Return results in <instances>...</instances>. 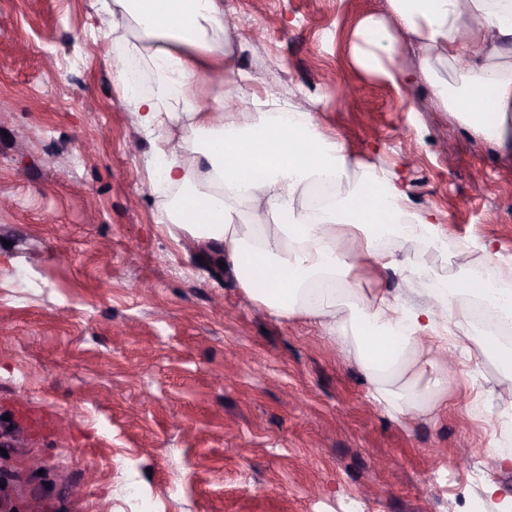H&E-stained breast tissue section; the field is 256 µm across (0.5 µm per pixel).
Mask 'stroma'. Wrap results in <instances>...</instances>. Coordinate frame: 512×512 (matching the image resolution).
Listing matches in <instances>:
<instances>
[{
	"mask_svg": "<svg viewBox=\"0 0 512 512\" xmlns=\"http://www.w3.org/2000/svg\"><path fill=\"white\" fill-rule=\"evenodd\" d=\"M256 92L314 97L323 127L401 172L449 245L512 261V157L426 81L358 69L385 0H228ZM91 0H0V499L10 512H484L512 501L469 411L495 367L455 356L430 415L399 423L307 319H278L215 250L160 224L150 145L117 105ZM353 96H336L338 84ZM70 177L56 175L59 159ZM43 461L42 470L30 466ZM495 493H487V485Z\"/></svg>",
	"mask_w": 512,
	"mask_h": 512,
	"instance_id": "stroma-1",
	"label": "stroma"
}]
</instances>
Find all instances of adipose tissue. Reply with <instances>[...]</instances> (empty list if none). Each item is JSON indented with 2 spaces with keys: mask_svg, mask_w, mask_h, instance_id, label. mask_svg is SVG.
I'll return each mask as SVG.
<instances>
[{
  "mask_svg": "<svg viewBox=\"0 0 512 512\" xmlns=\"http://www.w3.org/2000/svg\"><path fill=\"white\" fill-rule=\"evenodd\" d=\"M391 21L368 14L353 56L388 64L397 85L425 78L435 97L480 137L512 154V0H386ZM107 18L106 61L119 101L152 147L150 183L175 189L166 224L228 261L242 292L276 318L321 325L370 383L374 402L399 422L434 412L449 379L441 351L496 363L509 381L496 406L475 415L512 418V347L471 329L488 303L512 318V263L491 242L464 243L451 277L416 262L448 238L436 214L405 186L350 151L287 97L259 98L220 37L224 0H92ZM140 54L155 77L147 94L121 59ZM447 66L440 75L439 66ZM216 109L199 106L205 76ZM429 282L418 303L363 285L362 272Z\"/></svg>",
  "mask_w": 512,
  "mask_h": 512,
  "instance_id": "obj_1",
  "label": "adipose tissue"
}]
</instances>
